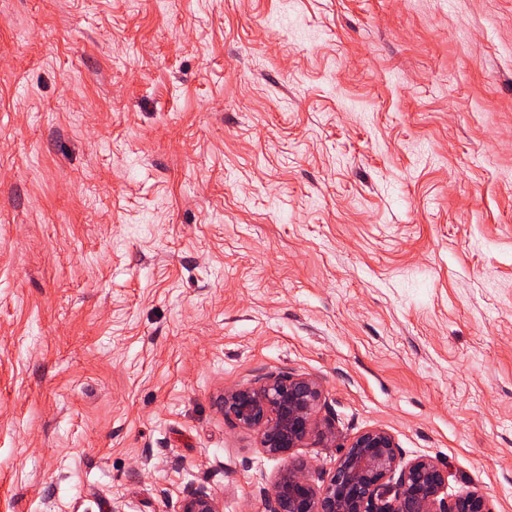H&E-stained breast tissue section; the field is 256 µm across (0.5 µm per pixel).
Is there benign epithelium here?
I'll list each match as a JSON object with an SVG mask.
<instances>
[{
	"label": "benign epithelium",
	"instance_id": "1",
	"mask_svg": "<svg viewBox=\"0 0 512 512\" xmlns=\"http://www.w3.org/2000/svg\"><path fill=\"white\" fill-rule=\"evenodd\" d=\"M318 380L288 372L262 373L224 390V418L256 430L263 451L288 458L311 437L336 445V431L318 418ZM448 470L431 458L403 460L383 428L357 433L340 447L333 469L318 477L292 463L263 491L265 512H496L473 490L451 498ZM180 512H221L218 500L200 490L184 498Z\"/></svg>",
	"mask_w": 512,
	"mask_h": 512
}]
</instances>
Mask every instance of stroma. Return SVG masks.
Segmentation results:
<instances>
[{"label": "stroma", "mask_w": 512, "mask_h": 512, "mask_svg": "<svg viewBox=\"0 0 512 512\" xmlns=\"http://www.w3.org/2000/svg\"><path fill=\"white\" fill-rule=\"evenodd\" d=\"M261 372L512 512V0H0V512H263ZM180 512H221L218 500L206 491L200 490L184 498Z\"/></svg>", "instance_id": "1"}]
</instances>
